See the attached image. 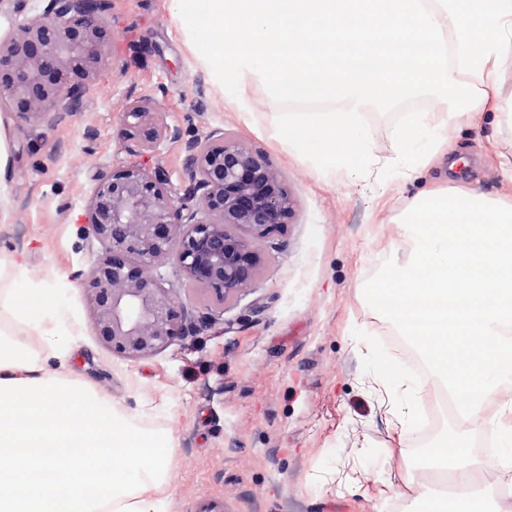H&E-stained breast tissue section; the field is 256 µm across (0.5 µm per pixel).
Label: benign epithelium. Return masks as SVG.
I'll return each instance as SVG.
<instances>
[{
  "instance_id": "obj_1",
  "label": "benign epithelium",
  "mask_w": 512,
  "mask_h": 512,
  "mask_svg": "<svg viewBox=\"0 0 512 512\" xmlns=\"http://www.w3.org/2000/svg\"><path fill=\"white\" fill-rule=\"evenodd\" d=\"M108 0H47L42 14L0 43V99L28 122L80 109L82 81L109 44L100 16ZM126 118L143 146L165 130L150 107L133 104ZM196 212L183 217L167 177L137 165L99 179L87 209L91 233L105 252L83 281L97 333L113 353L136 359L167 348L186 329L177 289L158 268L174 258L186 281L218 304L249 287L261 270L250 237L288 224L293 204L265 155L236 143L196 141L186 157Z\"/></svg>"
}]
</instances>
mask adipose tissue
Returning a JSON list of instances; mask_svg holds the SVG:
<instances>
[{
  "label": "adipose tissue",
  "mask_w": 512,
  "mask_h": 512,
  "mask_svg": "<svg viewBox=\"0 0 512 512\" xmlns=\"http://www.w3.org/2000/svg\"><path fill=\"white\" fill-rule=\"evenodd\" d=\"M0 512H169L168 437L0 341Z\"/></svg>",
  "instance_id": "1"
}]
</instances>
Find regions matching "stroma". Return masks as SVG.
Segmentation results:
<instances>
[{
  "label": "stroma",
  "mask_w": 512,
  "mask_h": 512,
  "mask_svg": "<svg viewBox=\"0 0 512 512\" xmlns=\"http://www.w3.org/2000/svg\"><path fill=\"white\" fill-rule=\"evenodd\" d=\"M112 40L88 80L79 112L30 123L0 108L9 174L0 183V246L38 272L18 279L0 263V290L19 310L43 315L46 288L63 291L68 320L30 337L42 356L69 353L85 378L129 411L131 424L173 437L171 512L202 493L226 512H411L421 482L411 462L421 442L391 424L373 376L388 357L391 322L370 311L366 282L398 247L396 220L418 196L468 189L512 203V129L485 112L453 129L452 155L381 178L398 149L392 116H366L380 163L365 180L317 171L273 138L282 105L260 85L225 99L184 30L177 0H111ZM146 101L166 133L150 148L121 136L129 106ZM234 141L264 153L293 202L288 224L258 239L262 269L249 288L214 306L186 283L175 260L159 271L180 290L193 331L165 350L127 359L100 341L80 287L104 246L83 235L98 174L138 164L163 170L186 210L191 140Z\"/></svg>",
  "instance_id": "1"
}]
</instances>
